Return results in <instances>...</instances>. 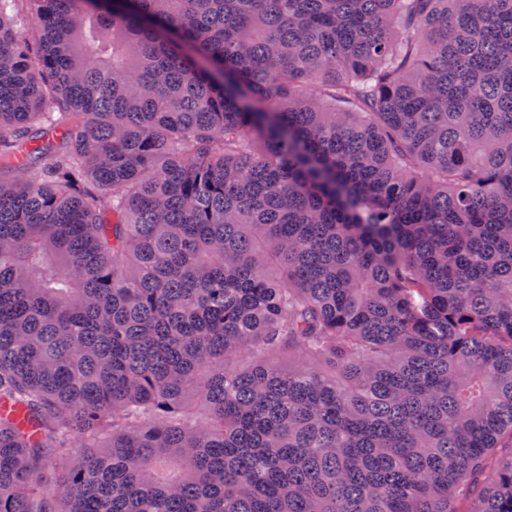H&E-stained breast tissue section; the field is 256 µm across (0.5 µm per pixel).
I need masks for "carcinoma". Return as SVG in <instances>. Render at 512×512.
Returning a JSON list of instances; mask_svg holds the SVG:
<instances>
[{"instance_id": "1", "label": "carcinoma", "mask_w": 512, "mask_h": 512, "mask_svg": "<svg viewBox=\"0 0 512 512\" xmlns=\"http://www.w3.org/2000/svg\"><path fill=\"white\" fill-rule=\"evenodd\" d=\"M2 405L0 512H512V0H0Z\"/></svg>"}]
</instances>
